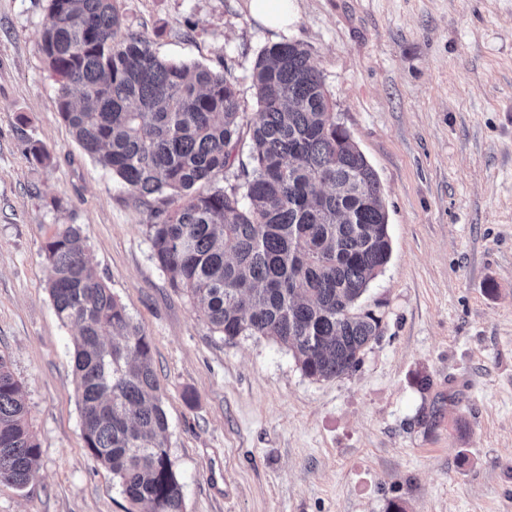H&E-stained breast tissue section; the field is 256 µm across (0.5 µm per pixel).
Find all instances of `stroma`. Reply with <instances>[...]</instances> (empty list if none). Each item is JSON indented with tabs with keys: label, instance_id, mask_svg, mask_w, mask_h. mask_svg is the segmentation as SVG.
<instances>
[{
	"label": "stroma",
	"instance_id": "1",
	"mask_svg": "<svg viewBox=\"0 0 512 512\" xmlns=\"http://www.w3.org/2000/svg\"><path fill=\"white\" fill-rule=\"evenodd\" d=\"M114 3L159 56L228 69L250 122L258 53L310 50L384 191L391 258L362 299L382 333L316 381L270 338L213 330L156 262L147 208L61 119L48 0H0V355L40 446L0 512L130 507L82 438L77 329L41 251L62 224L151 339L184 512H512V0H294L284 32L248 0Z\"/></svg>",
	"mask_w": 512,
	"mask_h": 512
}]
</instances>
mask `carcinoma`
I'll use <instances>...</instances> for the list:
<instances>
[{
	"label": "carcinoma",
	"mask_w": 512,
	"mask_h": 512,
	"mask_svg": "<svg viewBox=\"0 0 512 512\" xmlns=\"http://www.w3.org/2000/svg\"><path fill=\"white\" fill-rule=\"evenodd\" d=\"M48 11L42 51L59 114L148 206L170 286L225 339L271 338L309 378L355 369L381 333L359 301L391 238L378 175L332 112L311 52L290 42L259 52V119L246 125L224 72L156 55L112 0H48ZM230 177L236 184L221 185ZM42 250L55 312L78 329L85 447L133 507L184 512L149 337L92 268L76 225H61ZM39 457L21 385L0 356V483L24 486Z\"/></svg>",
	"instance_id": "carcinoma-1"
}]
</instances>
